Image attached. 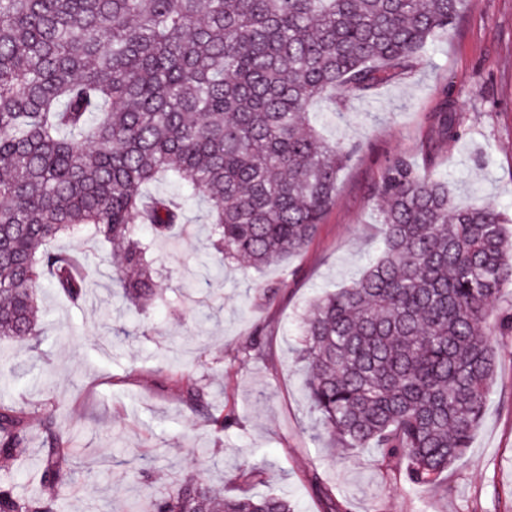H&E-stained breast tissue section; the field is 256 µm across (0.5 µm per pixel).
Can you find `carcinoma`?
<instances>
[{"label":"carcinoma","instance_id":"cac0c4a2","mask_svg":"<svg viewBox=\"0 0 512 512\" xmlns=\"http://www.w3.org/2000/svg\"><path fill=\"white\" fill-rule=\"evenodd\" d=\"M460 0H0V340L37 351L40 290L85 301L79 259L50 244L86 225L121 248L112 287L141 310L169 304L147 260L185 200L207 204L212 248L261 268L302 251L336 200L353 149L329 143L315 101L340 104L412 73L452 29ZM439 133L466 134L453 97ZM172 178L187 195H150ZM373 200L384 250L351 286L317 299L297 359L313 410L342 447L413 487L444 486L481 424L512 310L508 219L454 204L448 182L386 161ZM192 406L205 393L188 371ZM56 405L0 401V460L42 426L49 493L0 481V512H57L74 449ZM312 483L342 512L318 474ZM143 512H296L276 494L219 495L189 471Z\"/></svg>","mask_w":512,"mask_h":512}]
</instances>
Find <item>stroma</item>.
I'll use <instances>...</instances> for the list:
<instances>
[{
    "mask_svg": "<svg viewBox=\"0 0 512 512\" xmlns=\"http://www.w3.org/2000/svg\"><path fill=\"white\" fill-rule=\"evenodd\" d=\"M454 98L467 128L438 137L436 116ZM312 120L331 142L357 144L336 201L300 253L261 269L217 266L205 203L192 200L182 229L148 254L172 305L138 311L111 292L113 249L93 228L56 240L80 256L88 294L81 304L45 289L37 356L15 359L0 341V398L30 409L55 403L57 426L81 457L58 512H128L193 470L217 488L284 494L299 512H324L306 480L318 473L348 512H512V336L495 339L498 368L480 427L448 472L447 490L409 487L373 462L369 449L334 442L313 412L296 363L301 321L326 292L352 284L383 249L371 191L387 158L447 177L460 205L483 200L512 214V0H461L455 26L433 42L406 78L352 98L345 109L320 100ZM260 338L263 350L245 356ZM191 369L206 396L192 409L165 371ZM234 415L217 431L216 410ZM26 456L0 466L20 491L41 484L43 432L29 428ZM261 482L240 484L244 469Z\"/></svg>",
    "mask_w": 512,
    "mask_h": 512,
    "instance_id": "1",
    "label": "stroma"
}]
</instances>
